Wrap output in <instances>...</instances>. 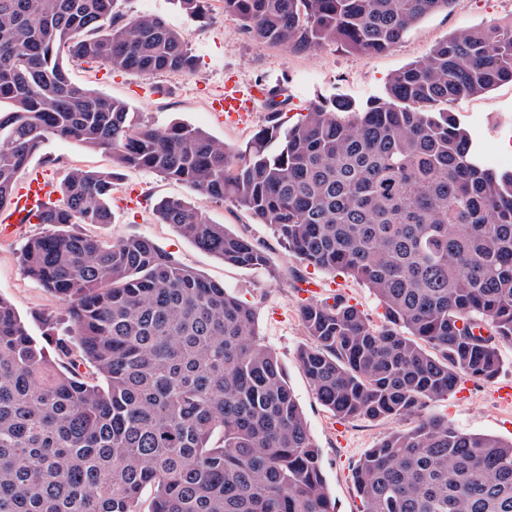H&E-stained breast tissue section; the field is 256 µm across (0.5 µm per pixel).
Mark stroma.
I'll return each mask as SVG.
<instances>
[{
	"mask_svg": "<svg viewBox=\"0 0 512 512\" xmlns=\"http://www.w3.org/2000/svg\"><path fill=\"white\" fill-rule=\"evenodd\" d=\"M128 14H153L179 30L198 64L194 73L140 75L114 71L97 63L67 62L75 84L128 103L142 119L163 127L182 122L206 131L228 145L244 144L261 128L275 122H295L314 103L332 98L363 103L384 97L390 77L399 69L424 57L438 42L461 30L481 24L512 20V0H454L445 11L415 24L404 39L389 51L362 55L331 45L317 51L295 52L266 46L244 33L238 23L225 16L221 0H210L208 24L190 20L176 0H127ZM244 83L285 84L288 106L280 113L258 105L242 124L225 122L223 113L210 107L211 95L222 89L228 76ZM459 121L473 136L482 162L496 166L497 137L501 128L512 124V84L495 87L482 95L449 103ZM41 169L53 181H60L75 167L114 170L116 189L112 194V221L81 225V232L117 241L140 235L152 239L179 262L203 276L224 283L257 311L262 341L278 354L289 384L301 406L308 430L321 450L322 469L335 512H361L362 503L352 481V469L363 452L393 429L413 426L410 418L400 420L337 421L318 402L299 361L300 348L308 345L298 316L296 277L307 274L306 265L284 248L271 227L257 221L230 203L211 200L205 209L209 220L226 225L228 231L258 244L280 271L279 279L265 271L224 264L196 248L169 224L158 223L155 202L176 197L194 203L195 190L184 183L140 170L114 168L108 153L87 148L71 140L52 139L45 143L29 164ZM45 224H27L8 238L0 236V297L7 299L25 320L42 314L63 316L64 307L36 282L27 277L19 260V249L30 237L48 232ZM322 288L339 287L351 303L357 304L375 324H383V309L367 288L356 281L316 273ZM503 368L496 381L472 382L466 397L449 395L430 403L427 411L447 417L456 427L471 433L512 439V406L502 405L495 396L498 384L512 383V346L501 348Z\"/></svg>",
	"mask_w": 512,
	"mask_h": 512,
	"instance_id": "1",
	"label": "stroma"
}]
</instances>
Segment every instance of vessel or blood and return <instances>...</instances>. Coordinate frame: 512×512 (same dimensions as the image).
<instances>
[{
	"instance_id": "b4317fda",
	"label": "vessel or blood",
	"mask_w": 512,
	"mask_h": 512,
	"mask_svg": "<svg viewBox=\"0 0 512 512\" xmlns=\"http://www.w3.org/2000/svg\"><path fill=\"white\" fill-rule=\"evenodd\" d=\"M268 96L265 86H242L229 80L224 91L218 95L215 105L218 111L226 113L230 120L245 117L254 110L257 103ZM55 199L54 183L42 171H34L14 193L6 211L0 212V234H12L20 225L41 224L53 209Z\"/></svg>"
}]
</instances>
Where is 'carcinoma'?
I'll return each instance as SVG.
<instances>
[{
	"label": "carcinoma",
	"instance_id": "1",
	"mask_svg": "<svg viewBox=\"0 0 512 512\" xmlns=\"http://www.w3.org/2000/svg\"><path fill=\"white\" fill-rule=\"evenodd\" d=\"M126 0H0V209L50 138L194 188L154 215L225 264L277 273L249 238L212 223L225 201L268 224L306 266L382 304L378 326L336 294L304 299L300 366L341 420L414 417L354 469L362 512H512V441L425 412L460 380L493 381L512 345V172L483 166L444 105L512 84V21L465 29L391 76L357 110L315 103L242 146L143 121L71 82L64 60L192 73L183 36ZM197 22L209 0H177ZM256 42L364 55L400 43L454 0H222ZM114 173L71 169L24 272L66 305L42 335L0 297V512H334L321 450L255 309L145 236L112 223Z\"/></svg>",
	"mask_w": 512,
	"mask_h": 512
}]
</instances>
